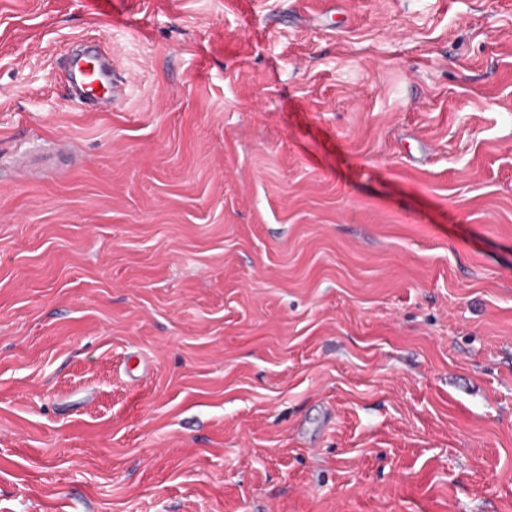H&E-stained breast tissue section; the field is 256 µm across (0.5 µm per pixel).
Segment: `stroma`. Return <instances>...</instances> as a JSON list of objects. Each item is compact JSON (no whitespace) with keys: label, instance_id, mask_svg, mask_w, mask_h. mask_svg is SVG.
I'll return each mask as SVG.
<instances>
[{"label":"stroma","instance_id":"obj_1","mask_svg":"<svg viewBox=\"0 0 512 512\" xmlns=\"http://www.w3.org/2000/svg\"><path fill=\"white\" fill-rule=\"evenodd\" d=\"M0 512H512V0H0ZM67 82L73 95H89L96 92L112 102L117 87L112 82V67L98 46H86L65 58Z\"/></svg>","mask_w":512,"mask_h":512}]
</instances>
